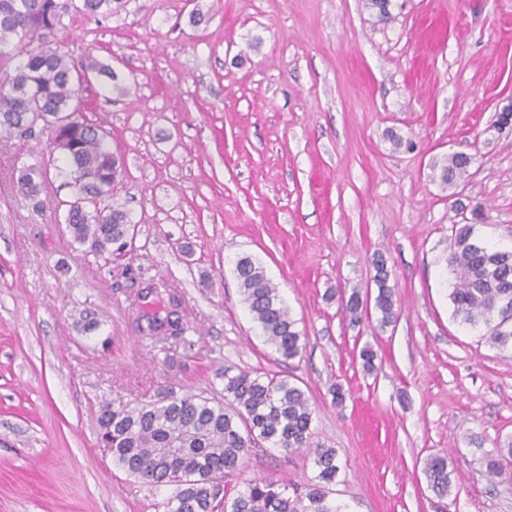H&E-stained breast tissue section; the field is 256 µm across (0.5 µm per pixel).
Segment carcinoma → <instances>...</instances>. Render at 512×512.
Masks as SVG:
<instances>
[{
  "instance_id": "cac0c4a2",
  "label": "carcinoma",
  "mask_w": 512,
  "mask_h": 512,
  "mask_svg": "<svg viewBox=\"0 0 512 512\" xmlns=\"http://www.w3.org/2000/svg\"><path fill=\"white\" fill-rule=\"evenodd\" d=\"M122 0H0V136L37 140L49 134L51 151L67 167L58 169L60 187L69 188L65 223L73 241L98 254H116L133 242L137 231L123 203L103 206L122 172L110 144V132L87 121L82 111L80 80L107 77L118 91L112 66L93 57L75 63L58 44L64 19L76 14L107 18ZM26 58L15 62L18 50ZM473 158L453 153L440 167L439 178L452 185L468 172ZM20 193L43 206L48 193L47 171L37 164L10 172ZM447 267L453 277L449 299L454 317L476 328L501 351L512 350V248L497 247L474 237V225L454 229ZM377 288L375 308L381 325L394 322V286L381 258L373 264ZM240 294L265 342L284 360L296 358L305 336L291 318L278 288L264 267L250 255L235 261ZM169 297L165 315L142 312L137 329L148 339L183 340L188 322L181 298L164 280L147 293ZM342 310L359 323L368 313V298L353 289L340 297ZM313 410L305 391L286 377L236 374L224 370V401L201 395L178 394L173 388L152 403L114 409L101 405L100 440L113 462L129 475L155 486H171L166 512H342L327 500L326 486L336 480L339 465L333 448L315 450L318 483L305 489L250 479L243 488L231 478L243 471L252 444L261 440L285 452L311 447ZM424 473L439 496L448 494L452 479L448 457L435 454L425 461Z\"/></svg>"
}]
</instances>
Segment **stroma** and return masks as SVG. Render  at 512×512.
Here are the masks:
<instances>
[{
	"label": "stroma",
	"mask_w": 512,
	"mask_h": 512,
	"mask_svg": "<svg viewBox=\"0 0 512 512\" xmlns=\"http://www.w3.org/2000/svg\"><path fill=\"white\" fill-rule=\"evenodd\" d=\"M391 14L378 22L366 0H127L67 20L64 51L111 64L126 88L91 82L83 113L125 160L113 195L138 232L131 277H114L60 223L68 191L36 210L3 180L37 158L55 174L63 157L0 140V512H165L170 488L100 446L99 408L169 387L219 398L228 368L289 377L313 410L311 448L259 443L243 478L316 483L313 450L332 448L328 499L344 512H512V456L505 476L486 472L512 437V352L454 318L446 265L457 224L512 246V127H493L512 100V0H392ZM456 152L474 162L448 187L435 166ZM241 254L304 332L297 358L252 320ZM379 254L396 320L351 323L338 295L370 287ZM159 278L184 301L177 343L136 330ZM438 453L454 472L444 497L423 472Z\"/></svg>",
	"instance_id": "obj_1"
}]
</instances>
